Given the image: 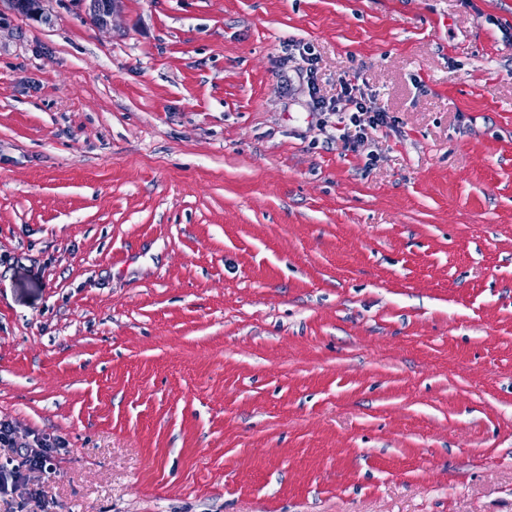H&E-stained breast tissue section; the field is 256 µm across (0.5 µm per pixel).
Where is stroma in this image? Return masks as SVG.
<instances>
[{
    "instance_id": "35a3bbf8",
    "label": "stroma",
    "mask_w": 512,
    "mask_h": 512,
    "mask_svg": "<svg viewBox=\"0 0 512 512\" xmlns=\"http://www.w3.org/2000/svg\"><path fill=\"white\" fill-rule=\"evenodd\" d=\"M0 10V512H512V0ZM358 88L352 86L351 83L345 81L340 84V90L336 94L335 101L325 100L323 97H317V111L320 116L326 114L336 115V130H343V138L347 149L352 152L358 151L359 146L367 140V129L376 130L379 127L387 125V114L378 110L377 112H368V107L363 100V93L356 95ZM340 101L346 102L347 109H339L338 104ZM331 112V113H328ZM340 125H343L341 128ZM354 127L355 134L351 137L346 135L345 130ZM58 439L50 435L32 432L24 442H17L13 422L0 419V447L13 448L18 463L11 468L0 465V495H8L19 482L32 483L34 492L39 491V480L51 466L53 450Z\"/></svg>"
}]
</instances>
